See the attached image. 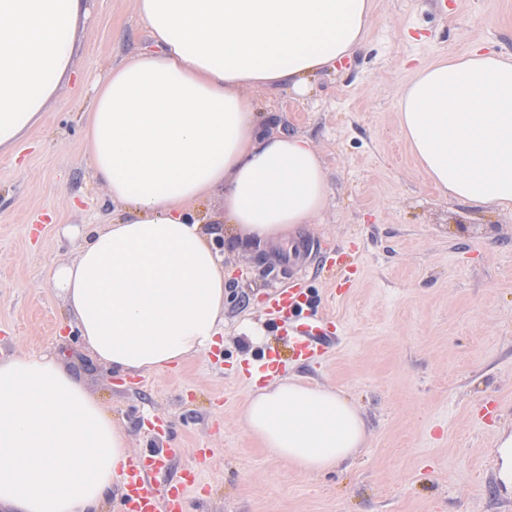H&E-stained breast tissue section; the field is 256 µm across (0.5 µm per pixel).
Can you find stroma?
<instances>
[{
	"instance_id": "stroma-1",
	"label": "stroma",
	"mask_w": 512,
	"mask_h": 512,
	"mask_svg": "<svg viewBox=\"0 0 512 512\" xmlns=\"http://www.w3.org/2000/svg\"><path fill=\"white\" fill-rule=\"evenodd\" d=\"M363 44L311 78L305 95L251 88L264 133L299 135L318 153L331 193L306 225L299 262L284 243L240 242L223 193L192 204L224 258V332L211 353L141 376L119 375L64 328L50 273L71 262L83 230L115 206L84 151L82 116L96 78L150 47L136 0H89L74 74L43 122L0 158V359L55 354L111 413L131 454L180 447L170 471L193 470L190 512H512V481L493 489L489 457L512 433V215L442 195L398 127L415 67L474 45L512 54V0H374ZM74 235H64V227ZM343 258L347 293L317 270ZM301 285L331 340L293 360L271 292ZM273 353L295 380L342 391L366 425L362 449L308 474L269 458L240 415L241 370ZM165 417L157 437L150 417ZM215 454L196 466V449Z\"/></svg>"
}]
</instances>
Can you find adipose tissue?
I'll use <instances>...</instances> for the list:
<instances>
[{"mask_svg":"<svg viewBox=\"0 0 512 512\" xmlns=\"http://www.w3.org/2000/svg\"><path fill=\"white\" fill-rule=\"evenodd\" d=\"M153 48L112 66L84 148L122 218L86 231L55 267L68 325L120 374L210 350L224 266L189 203L224 191L247 242L297 234L330 187L308 141L261 130L248 87L303 93L364 41L373 0H136ZM84 0H0V156L14 154L72 71ZM398 124L441 193L512 214V56L475 48L416 69ZM263 451L310 474L362 448L342 392L297 381L251 392L241 412ZM127 434L57 357L0 359V512H101L123 482Z\"/></svg>","mask_w":512,"mask_h":512,"instance_id":"ef3b65f1","label":"adipose tissue"}]
</instances>
